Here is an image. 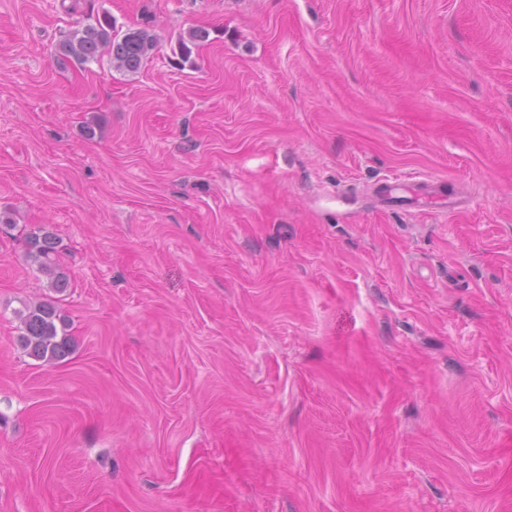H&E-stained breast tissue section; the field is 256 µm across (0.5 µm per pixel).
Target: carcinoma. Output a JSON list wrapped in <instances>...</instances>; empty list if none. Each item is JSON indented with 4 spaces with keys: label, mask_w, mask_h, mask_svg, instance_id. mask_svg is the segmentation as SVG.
I'll return each instance as SVG.
<instances>
[{
    "label": "carcinoma",
    "mask_w": 512,
    "mask_h": 512,
    "mask_svg": "<svg viewBox=\"0 0 512 512\" xmlns=\"http://www.w3.org/2000/svg\"><path fill=\"white\" fill-rule=\"evenodd\" d=\"M204 29L189 32V40L179 41L181 56L188 58L192 48L208 39ZM157 47V37L143 28L129 29L124 34L116 31L112 16L104 12L95 22L74 30L57 45L63 60L71 59L83 65L94 61L102 52L112 55L115 68L135 73ZM27 258L37 265L38 271L50 280V287L63 292L69 287L68 275L57 262L54 235L41 227L30 233L26 240ZM20 321L18 342L26 353L38 360L56 362L71 352L72 341L66 331L65 318L52 301H39L24 305L17 312Z\"/></svg>",
    "instance_id": "cac0c4a2"
}]
</instances>
